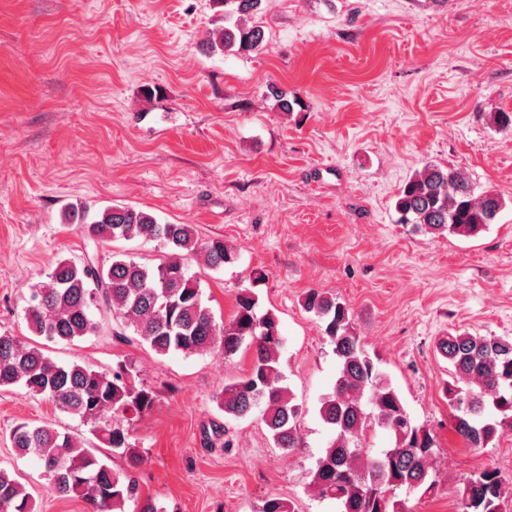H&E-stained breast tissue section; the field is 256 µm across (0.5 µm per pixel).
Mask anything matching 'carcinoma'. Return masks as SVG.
I'll return each instance as SVG.
<instances>
[{"label":"carcinoma","mask_w":512,"mask_h":512,"mask_svg":"<svg viewBox=\"0 0 512 512\" xmlns=\"http://www.w3.org/2000/svg\"><path fill=\"white\" fill-rule=\"evenodd\" d=\"M262 0H213L224 8L228 25L212 32L211 49L249 53L264 41L254 22ZM268 93L283 112L294 111L296 95L272 83ZM505 200L493 190L475 192L461 170L426 165L400 188L395 209L399 223L417 232L473 237L496 223ZM66 224L84 225L85 234L99 243L114 240L154 241L168 251L155 267L130 257L112 256L109 265L88 258L62 259L46 278L30 289L26 319L35 335L52 342H72L99 330L91 308L131 328L158 355H192L222 350L235 354L244 343L253 348L248 374L224 385L216 397L224 414L248 416L264 404L262 421L274 444L300 447V407L291 391L280 385L279 349L282 338L277 317L258 313V297L244 291L227 322H217L203 302L201 281L188 270L184 256H201L209 269L237 260L224 240L198 241L190 224L161 223L152 214L126 205H113L95 218L85 206H72ZM303 308L324 324V333L338 361L333 391L320 401L321 420L335 432L312 472L318 496L336 502L339 512H406L396 491L429 493L436 486L430 472L435 438L415 424L398 392L365 349L352 325L349 309L333 295L310 289ZM438 352L451 366L446 392L454 408L455 431L472 448H484L512 430V338L452 330L437 342ZM24 387L50 400L61 411L91 425L100 444L120 450L134 467L141 461L123 420L137 417L154 402L150 389L136 382L131 369L119 365L99 372L79 364H59L43 351L10 333H0V389ZM379 425L394 441L377 453L363 446L366 431ZM20 456L42 463L55 491L80 497L91 512H125L134 501L140 512H161L151 499H142L131 472H118L101 461L87 441L44 424L21 422L10 434ZM462 512H507L501 476L495 469L470 475L459 490ZM0 512H35L34 502L12 474L0 467Z\"/></svg>","instance_id":"cac0c4a2"}]
</instances>
